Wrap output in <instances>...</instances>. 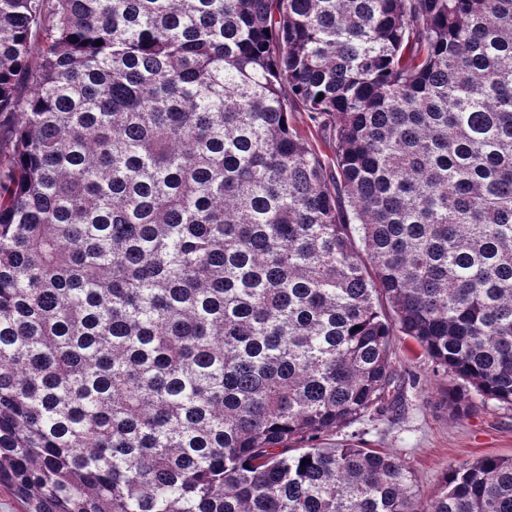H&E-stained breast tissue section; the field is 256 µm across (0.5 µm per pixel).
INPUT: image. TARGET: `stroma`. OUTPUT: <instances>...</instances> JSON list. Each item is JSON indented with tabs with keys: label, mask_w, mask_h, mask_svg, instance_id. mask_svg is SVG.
Returning <instances> with one entry per match:
<instances>
[{
	"label": "stroma",
	"mask_w": 512,
	"mask_h": 512,
	"mask_svg": "<svg viewBox=\"0 0 512 512\" xmlns=\"http://www.w3.org/2000/svg\"><path fill=\"white\" fill-rule=\"evenodd\" d=\"M402 402L396 414L367 418L338 430L360 447L389 452L412 471L423 495L442 484L449 466L484 456H512V408L480 395L463 381L443 377L408 338L392 356ZM464 409H457V402Z\"/></svg>",
	"instance_id": "35a3bbf8"
}]
</instances>
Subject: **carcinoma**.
Listing matches in <instances>:
<instances>
[{
    "label": "carcinoma",
    "mask_w": 512,
    "mask_h": 512,
    "mask_svg": "<svg viewBox=\"0 0 512 512\" xmlns=\"http://www.w3.org/2000/svg\"><path fill=\"white\" fill-rule=\"evenodd\" d=\"M15 113L26 512H512V458L423 499L397 456L323 445L396 405L399 336L512 406V0H0Z\"/></svg>",
    "instance_id": "carcinoma-1"
}]
</instances>
